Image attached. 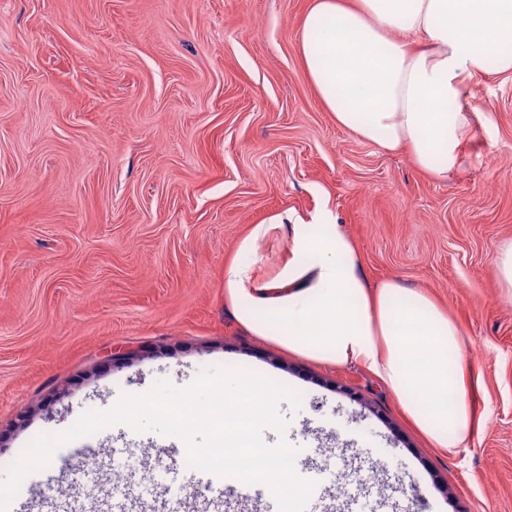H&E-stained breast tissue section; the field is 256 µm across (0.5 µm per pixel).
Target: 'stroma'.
Here are the masks:
<instances>
[{
	"label": "stroma",
	"mask_w": 512,
	"mask_h": 512,
	"mask_svg": "<svg viewBox=\"0 0 512 512\" xmlns=\"http://www.w3.org/2000/svg\"><path fill=\"white\" fill-rule=\"evenodd\" d=\"M311 0H0V470L43 433L204 368L300 392L296 473L317 512H512V73L472 87L494 126L440 181L337 126L297 41ZM330 211L371 284L425 290L463 332L476 426L448 454L369 372L240 329L224 264L257 224ZM60 447L9 512H227L185 442L125 425ZM495 260L507 295L512 298V240L497 247Z\"/></svg>",
	"instance_id": "stroma-1"
}]
</instances>
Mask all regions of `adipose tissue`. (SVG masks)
<instances>
[{"instance_id": "ef3b65f1", "label": "adipose tissue", "mask_w": 512, "mask_h": 512, "mask_svg": "<svg viewBox=\"0 0 512 512\" xmlns=\"http://www.w3.org/2000/svg\"><path fill=\"white\" fill-rule=\"evenodd\" d=\"M298 51L337 126L445 179L493 124L472 85L487 62L512 72V0H312ZM291 248L272 274L251 258L270 232ZM224 265V305L243 330L331 367L371 372L436 448L466 445L462 332L426 292L371 286L330 212L254 225Z\"/></svg>"}]
</instances>
